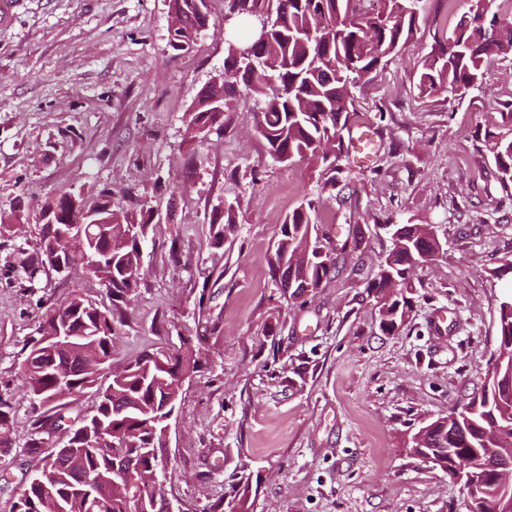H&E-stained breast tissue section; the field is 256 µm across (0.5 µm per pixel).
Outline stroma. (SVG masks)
Instances as JSON below:
<instances>
[{
    "instance_id": "obj_1",
    "label": "stroma",
    "mask_w": 512,
    "mask_h": 512,
    "mask_svg": "<svg viewBox=\"0 0 512 512\" xmlns=\"http://www.w3.org/2000/svg\"><path fill=\"white\" fill-rule=\"evenodd\" d=\"M468 0H428L425 23L354 91L358 123L381 152L345 170L318 227L356 236L314 294L285 301L270 271L285 216L320 192L309 160L274 161L252 119L193 141L185 117L224 67V0L188 53L169 45L166 0H22L0 27V211L19 233L0 247V380L16 378L40 308L102 288L75 268L23 288L14 246L32 243L38 202L71 190L142 200L163 220L135 298L115 329V358L203 340L172 420L164 492L192 512H229L249 484L251 512H469L466 490L410 453L408 437L479 387L497 346V305L512 278V197L484 137H512V62L485 90L419 96L434 32L454 29ZM239 204L237 233L214 246L215 208ZM433 225L442 249L416 271L413 310L398 331L376 322L365 292L390 247L387 225ZM29 404L15 401L0 453V512L61 437L29 452Z\"/></svg>"
}]
</instances>
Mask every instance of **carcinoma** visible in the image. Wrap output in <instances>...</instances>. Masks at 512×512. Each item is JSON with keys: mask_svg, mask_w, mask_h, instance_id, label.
<instances>
[{"mask_svg": "<svg viewBox=\"0 0 512 512\" xmlns=\"http://www.w3.org/2000/svg\"><path fill=\"white\" fill-rule=\"evenodd\" d=\"M377 12L364 9L362 0H224L227 12L239 15L238 35L227 43L224 80L210 83L186 115L187 128L203 139L214 127H223L224 113L235 112L240 100L252 101L248 116L266 140L270 154L321 162V192L338 196L336 187L344 172L343 131L354 125L352 90L373 80L380 65L395 56L416 35L424 20L426 0H382ZM169 9L181 25L169 35L170 45L190 51L197 45L200 29L211 17L210 7L197 11L195 0H170ZM512 0H470L451 33L433 35L417 88L422 96L446 92L453 97L483 89L485 71L494 62L512 60ZM269 21V35L260 54L271 67L258 74L237 64L236 53L253 42L254 29ZM464 42L467 53H455ZM490 152L503 187L512 186V138L495 139ZM80 202L96 212L99 225L91 229L85 248L91 258L90 275L103 288L108 302H92L73 294L65 302L48 307L40 316L35 336L18 365L23 396L29 403L33 427L27 447L41 448L44 428L62 427L64 414L48 403L57 386L69 388V396L95 389L96 405L80 426L70 430L58 471L43 478L44 488L30 480L15 504L16 512H137L129 500L128 475L116 470L133 467V473L152 477L133 489L152 512V499L162 493L168 467L163 418L176 407L181 383L197 368L202 351L192 337L182 338L178 351L146 352L109 375L114 363V326L123 322L120 304L128 303L143 275L144 247L150 229L159 223L153 207L140 204L119 215L110 213L112 192L83 197ZM322 199L302 202L281 225L275 244L272 276L292 288L282 295L297 299L307 289L322 287L335 266V254L347 249L324 244L315 224ZM237 206L232 203L213 212L210 234L220 246L233 235ZM392 248L379 263L366 291L375 297L379 328L396 332L411 311L412 276L420 266L417 252L436 249V235L427 224L407 222L388 225ZM48 225L40 228L39 243L29 250L15 248L19 275L33 288L46 266L52 265L42 242ZM68 319L73 345L66 350L52 340L56 324ZM496 367L493 375L473 391L467 406L420 428L429 448H439L438 466L447 471L459 467L477 470V481L468 492L470 512H496L497 485L486 469L495 458H512V295L498 306ZM11 383L0 388V447L11 446L13 401Z\"/></svg>", "mask_w": 512, "mask_h": 512, "instance_id": "cac0c4a2", "label": "carcinoma"}]
</instances>
